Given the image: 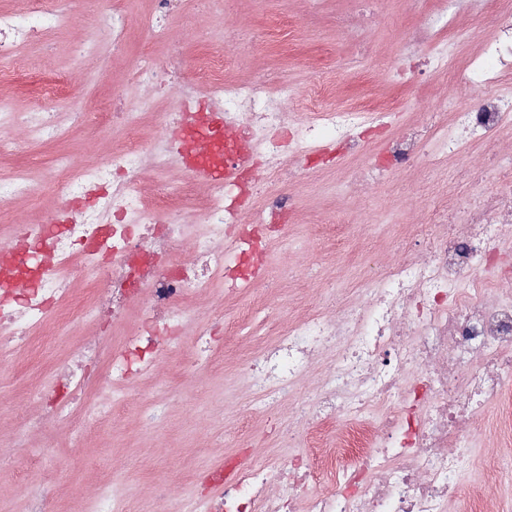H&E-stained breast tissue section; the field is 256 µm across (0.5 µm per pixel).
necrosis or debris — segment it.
I'll list each match as a JSON object with an SVG mask.
<instances>
[{"mask_svg": "<svg viewBox=\"0 0 512 512\" xmlns=\"http://www.w3.org/2000/svg\"><path fill=\"white\" fill-rule=\"evenodd\" d=\"M463 10L489 15L493 32L456 73L449 67L444 34ZM110 16L107 32L75 36L78 56L111 65L129 19L120 9ZM67 22L56 0H28L22 12L0 10V80L23 68L28 43ZM235 32L228 26L225 48L211 50L188 78L183 69L192 38L165 41L162 62L147 52L139 56L136 81L176 84L182 102L192 100L203 84L223 109L217 120L209 112L175 108L165 113L166 122L206 126L218 143L234 134L249 155H264L274 166L290 153L306 159L328 144L355 141L369 116L393 108L369 93L347 110L327 106L336 90L319 80L311 86V119L286 123L288 88L274 73L228 80L234 59L227 47ZM414 56L426 72L467 85L471 97L395 137L389 146L392 163L402 171L468 164L466 190L452 204L425 199L427 220L413 225L408 249L392 265L374 269L336 318L311 310L240 362L238 373L255 408L296 398L288 429L301 449L267 464L233 461L232 480L214 475L215 488L198 499V512H447L458 476L469 464L463 436L512 376V291L487 273L497 255L512 251V162L503 163L499 152L501 140L512 135V0H439L426 24L424 48L411 41L402 45L401 59ZM70 87L69 77L58 75L42 82L25 106L1 108L0 126L20 130L23 138L1 143L0 152L62 139L66 129L53 105L68 101ZM147 151L157 168L192 170L193 157L169 149L159 135L150 148L132 137L111 159L61 165L55 181L67 215L47 213L48 236L36 244L16 238L8 252L25 285L0 286V358L30 342L34 332L54 334L60 322L87 314L100 300L110 302L116 322L131 302L141 304L139 321L118 344L108 345L100 336L68 360V397L27 415L29 427L92 424L111 415V405L85 401V387L123 388L134 377L156 373L190 324L196 343L182 375L214 367L224 345L208 324L197 322L191 296L217 281L231 299L253 288L265 273L266 239L259 225L280 224L296 210L284 187L247 211L225 198L220 182L204 187L186 180L178 201L163 192L145 196L138 184ZM199 194L205 197L199 221L187 223L184 211ZM186 247L193 253L190 261L168 270L156 265L157 255ZM78 265L86 285L75 290L71 273ZM326 353L331 361L319 386L304 391L313 362ZM87 359L103 365L101 376L83 372ZM338 422L344 432L326 444Z\"/></svg>", "mask_w": 512, "mask_h": 512, "instance_id": "necrosis-or-debris-1", "label": "necrosis or debris"}]
</instances>
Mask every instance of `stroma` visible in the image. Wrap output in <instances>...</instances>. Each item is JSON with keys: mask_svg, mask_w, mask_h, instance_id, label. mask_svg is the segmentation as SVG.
Here are the masks:
<instances>
[{"mask_svg": "<svg viewBox=\"0 0 512 512\" xmlns=\"http://www.w3.org/2000/svg\"><path fill=\"white\" fill-rule=\"evenodd\" d=\"M117 2L130 19L125 59L106 71L97 63H77L71 49L74 34L107 26L109 2L72 0L69 29L54 35L51 49L38 44L24 49L32 79L0 85V101L24 106L36 91L35 78L65 73L74 79V95L92 103L124 92L137 130L145 142H152L155 118L171 109L175 94L150 83L137 84L130 60L147 47L154 55L162 53L161 42L148 46L143 41L144 28L154 23L155 4L154 0ZM433 8L434 0H385L363 42L339 38L336 32L337 18L354 11V0H214L207 14L197 12L195 0H184L181 10L162 26L171 38L192 33L202 50L223 41L227 23L250 33V40L236 51V75L245 78L263 68L277 71L293 93L287 112L291 122L305 119L297 97L316 73L335 80L337 103L348 104L368 89L402 102L398 110L381 118L365 152L332 144L327 153L308 161L292 155L283 159L282 173L299 200V210L287 236L269 237L274 267L260 290L281 321L300 315L304 303L327 307L357 288L370 274L365 253H375L385 263L395 259L411 225L423 221L422 193H451L464 181L463 173L452 169L428 177L392 172L362 195L351 194L346 183L352 170L383 164L392 134L424 122L427 106L444 99L462 104L471 95L469 89L450 85L446 76L438 74L413 84L408 73L394 67L400 38L415 37ZM124 135L117 127L91 138L84 129L73 128L58 142L28 144L18 153L0 156V173L22 167L31 181L27 198L0 205V243L15 238L19 225L38 223L57 209L60 196L54 169L58 163L103 158ZM331 217L344 224L345 234L330 256L318 227ZM108 306L103 300L95 315L71 318L36 352L22 347L0 361V512H27L30 490L21 476L31 455L48 442L54 445L53 455L42 466L56 479V512H82L85 501L107 477L132 499L137 512H170L168 502L153 494L159 482L169 484L173 498L188 512L203 490L204 478L224 456L242 451L261 461L288 454L280 419L242 408L248 390L236 376V363L262 341L252 322L239 327L234 345L224 351L221 370L190 379L173 378L161 390L152 377L130 382V389L142 393L144 402L165 398L166 417L158 424L143 426L138 406L131 405L112 419L85 428L76 448L71 445L74 425L50 434L27 427L16 399L31 390L64 383L60 360L65 348L99 335L104 325L110 336H122V328L110 323ZM228 425L250 436L248 447L240 451L224 445ZM500 427L501 411L489 405L473 426L469 467L457 481L448 512H469L477 497L488 503L491 512H512V439L500 437Z\"/></svg>", "mask_w": 512, "mask_h": 512, "instance_id": "obj_1", "label": "stroma"}]
</instances>
